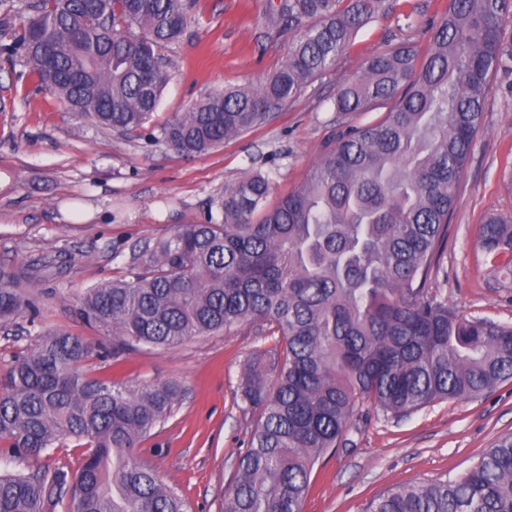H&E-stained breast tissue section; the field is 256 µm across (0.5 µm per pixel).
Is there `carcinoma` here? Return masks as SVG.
Here are the masks:
<instances>
[{"label": "carcinoma", "instance_id": "obj_1", "mask_svg": "<svg viewBox=\"0 0 512 512\" xmlns=\"http://www.w3.org/2000/svg\"><path fill=\"white\" fill-rule=\"evenodd\" d=\"M191 0H17L0 16V55L76 117L129 136L152 122ZM390 0H269L289 33L282 65L254 87L208 94L160 126L182 156L267 122L336 64ZM21 19L12 28V18ZM512 75V0H449L424 49L376 52L339 83L340 135L307 179L269 207L255 170L212 199L199 224L134 246L130 276L88 288L79 315L118 343L174 349L249 323L278 336L273 378L245 367L256 417L224 512H302L314 466L345 446L353 418L401 417L473 399L512 380V325L468 318L428 287L491 81ZM383 110L376 122L350 117ZM477 245L512 279V216L491 215ZM30 303L0 274V321ZM81 337L41 330L0 379V442L38 459L62 439L88 448L75 470H0V512H185L131 450L181 398L175 382L124 384L81 371ZM367 512H512V436L453 478L390 486Z\"/></svg>", "mask_w": 512, "mask_h": 512}]
</instances>
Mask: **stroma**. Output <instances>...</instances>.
Masks as SVG:
<instances>
[{
    "label": "stroma",
    "instance_id": "35a3bbf8",
    "mask_svg": "<svg viewBox=\"0 0 512 512\" xmlns=\"http://www.w3.org/2000/svg\"><path fill=\"white\" fill-rule=\"evenodd\" d=\"M268 0H200L181 40L168 49L170 80L154 113L161 124L205 94L265 81L280 66L287 36L268 28ZM448 0H394L391 14L359 31L336 66L298 100L248 133L203 155L184 157L149 133L131 137L75 119L38 89L22 67L0 64V272L15 276L36 318L0 326V374L27 351L36 331L57 328L89 344L111 337L77 313L85 288L129 273L133 245L197 224L210 199L254 167L271 170L275 196L306 177L339 128L332 100L338 80L358 74L374 52L420 43ZM512 79H493L483 128L470 154L439 265L430 286L464 315L512 325V280L477 245L491 213L512 215ZM102 205L89 224L59 219L62 202ZM276 339L244 325L194 337L171 350L129 348L117 362L90 357L84 371L133 384L178 382L172 416L134 450L185 502L188 512H223L249 441L252 415L235 395L245 363ZM512 434V380L472 400H447L399 418L355 417L351 442L317 463L303 512H363L389 486L429 482L473 466Z\"/></svg>",
    "mask_w": 512,
    "mask_h": 512
}]
</instances>
